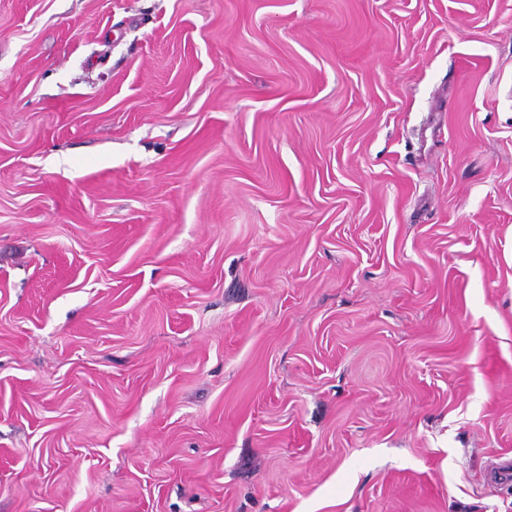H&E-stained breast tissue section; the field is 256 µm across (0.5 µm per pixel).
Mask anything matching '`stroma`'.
Masks as SVG:
<instances>
[{"instance_id": "1", "label": "stroma", "mask_w": 512, "mask_h": 512, "mask_svg": "<svg viewBox=\"0 0 512 512\" xmlns=\"http://www.w3.org/2000/svg\"><path fill=\"white\" fill-rule=\"evenodd\" d=\"M512 0H0V512H512Z\"/></svg>"}]
</instances>
